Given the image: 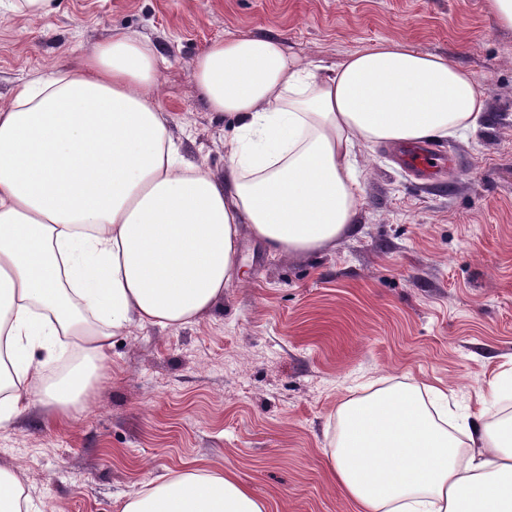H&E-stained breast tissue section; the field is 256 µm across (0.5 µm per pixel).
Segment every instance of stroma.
Masks as SVG:
<instances>
[{"instance_id":"stroma-1","label":"stroma","mask_w":512,"mask_h":512,"mask_svg":"<svg viewBox=\"0 0 512 512\" xmlns=\"http://www.w3.org/2000/svg\"><path fill=\"white\" fill-rule=\"evenodd\" d=\"M116 30L157 49L172 136L216 174L232 127L191 80L214 41L270 35L331 67L402 40L486 84L478 131L434 140L429 177L396 145L359 147L358 224L335 247L272 258L243 239L247 277L212 312L114 337L82 406H36L0 429V465L31 512H120L189 464L232 470L268 512H355L324 455L344 400L436 386L465 411L512 378V29L487 0H52L44 16L0 17V104Z\"/></svg>"}]
</instances>
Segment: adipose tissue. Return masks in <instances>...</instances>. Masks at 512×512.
Masks as SVG:
<instances>
[{
	"instance_id": "obj_1",
	"label": "adipose tissue",
	"mask_w": 512,
	"mask_h": 512,
	"mask_svg": "<svg viewBox=\"0 0 512 512\" xmlns=\"http://www.w3.org/2000/svg\"><path fill=\"white\" fill-rule=\"evenodd\" d=\"M153 45L125 31L66 72L32 76L0 107V428L37 405L67 414L132 327L210 312L242 275V233L269 253L335 246L354 225L362 144L473 132L486 88L447 57L384 40L330 73L278 38L211 43L192 64L234 132L217 175L180 151L148 90ZM83 355L46 384L35 350ZM327 448L358 512H512V417L442 426L418 389L345 400ZM120 512H265L229 470L190 466Z\"/></svg>"
}]
</instances>
